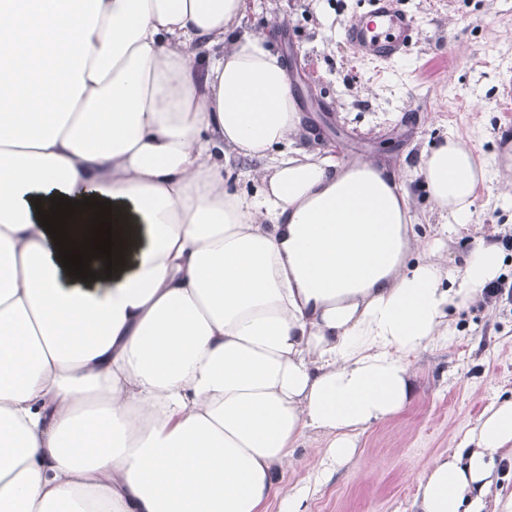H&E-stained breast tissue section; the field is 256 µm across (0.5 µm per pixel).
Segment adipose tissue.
<instances>
[{
	"instance_id": "1",
	"label": "adipose tissue",
	"mask_w": 512,
	"mask_h": 512,
	"mask_svg": "<svg viewBox=\"0 0 512 512\" xmlns=\"http://www.w3.org/2000/svg\"><path fill=\"white\" fill-rule=\"evenodd\" d=\"M248 0H0V512H306L325 471L414 397L410 362L502 271L448 241L497 169L451 137L420 173L448 214L414 264L409 198L370 163L297 145L274 32ZM259 160L251 194L231 158ZM109 202L111 260L67 272ZM512 397L433 457L412 512H512ZM322 445L323 444H320V441L315 439L314 435L308 436V439L299 449L300 457L298 464L293 470L288 471L283 480V483L287 488L308 482L315 472L321 468L320 457L313 450L308 448H317Z\"/></svg>"
}]
</instances>
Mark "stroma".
Here are the masks:
<instances>
[{"label":"stroma","mask_w":512,"mask_h":512,"mask_svg":"<svg viewBox=\"0 0 512 512\" xmlns=\"http://www.w3.org/2000/svg\"><path fill=\"white\" fill-rule=\"evenodd\" d=\"M418 19L408 54L388 64L357 58L343 39L357 0H250L242 33L276 28V51L302 125L297 141L334 150L337 160H377L405 176L411 235L434 236L441 218L418 173L424 149L450 135L498 168L482 187L468 230L448 243L459 268L479 236L512 230V212L495 205L512 180V116L499 86L512 74V0H402ZM506 294L450 309L454 341L411 360L417 396L400 414L364 431L355 460L334 469L310 496L307 512H406L435 455L474 425L494 393L512 391V250L504 253Z\"/></svg>","instance_id":"obj_1"}]
</instances>
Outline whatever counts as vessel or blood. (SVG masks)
I'll use <instances>...</instances> for the list:
<instances>
[{
  "label": "vessel or blood",
  "mask_w": 512,
  "mask_h": 512,
  "mask_svg": "<svg viewBox=\"0 0 512 512\" xmlns=\"http://www.w3.org/2000/svg\"><path fill=\"white\" fill-rule=\"evenodd\" d=\"M414 30L415 15L400 0H363V11L344 39L358 57L387 63L409 51Z\"/></svg>",
  "instance_id": "obj_1"
}]
</instances>
